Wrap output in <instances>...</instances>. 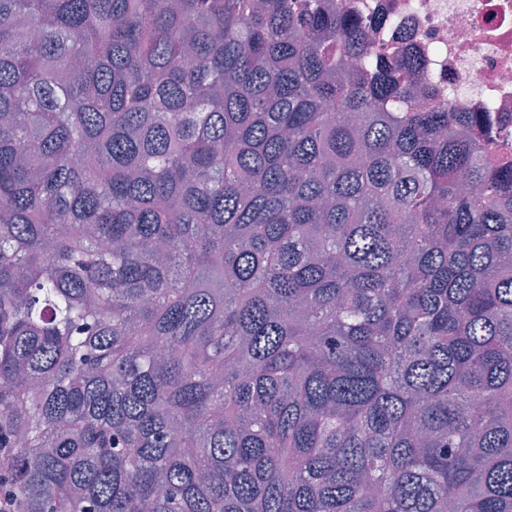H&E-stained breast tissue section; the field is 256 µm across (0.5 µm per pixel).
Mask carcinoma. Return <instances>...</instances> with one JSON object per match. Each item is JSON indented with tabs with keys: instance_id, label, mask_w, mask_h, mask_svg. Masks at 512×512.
<instances>
[{
	"instance_id": "obj_1",
	"label": "carcinoma",
	"mask_w": 512,
	"mask_h": 512,
	"mask_svg": "<svg viewBox=\"0 0 512 512\" xmlns=\"http://www.w3.org/2000/svg\"><path fill=\"white\" fill-rule=\"evenodd\" d=\"M326 0H0L17 512H512V158Z\"/></svg>"
}]
</instances>
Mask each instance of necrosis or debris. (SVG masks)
<instances>
[{
	"instance_id": "4bbe7bcc",
	"label": "necrosis or debris",
	"mask_w": 512,
	"mask_h": 512,
	"mask_svg": "<svg viewBox=\"0 0 512 512\" xmlns=\"http://www.w3.org/2000/svg\"><path fill=\"white\" fill-rule=\"evenodd\" d=\"M336 7L372 19L375 49L417 61L418 103L488 113L474 138L512 156V0H336Z\"/></svg>"
}]
</instances>
